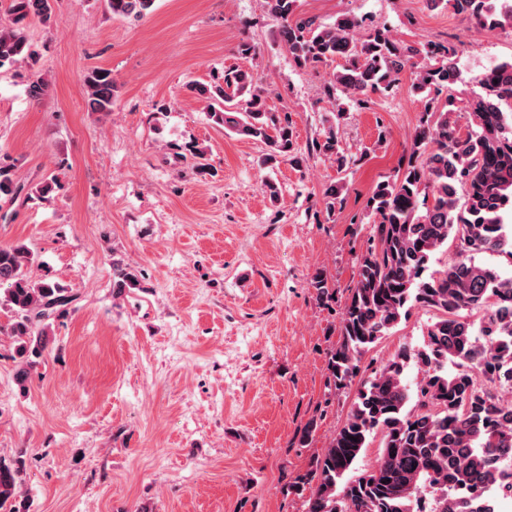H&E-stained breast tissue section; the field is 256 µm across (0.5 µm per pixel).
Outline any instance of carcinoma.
Returning <instances> with one entry per match:
<instances>
[{
  "mask_svg": "<svg viewBox=\"0 0 512 512\" xmlns=\"http://www.w3.org/2000/svg\"><path fill=\"white\" fill-rule=\"evenodd\" d=\"M10 23L0 24V68L26 65L28 95L39 100L48 84L34 69L37 50L20 24L51 20L55 0H8ZM114 18H140L155 0H106ZM298 0H266L278 22L277 38L296 65L319 69L341 60L324 87L330 99L344 94L358 106L372 94H385L408 67H420L413 90L425 94L411 140L407 165L375 186L369 208L376 216L373 244L358 258L339 326V340L328 356V383L348 389L360 372L363 355L414 307L441 313L418 348L401 346L361 382L343 427L305 473L292 484L305 512H499L512 497V403L483 388L478 377L512 394V276L479 264V253L512 259V61L475 76L480 93L466 111L440 94L455 84L457 48L442 42L412 45L386 28L360 34L363 20L350 14L324 25L297 14ZM471 18L479 28L512 30V0H429ZM254 73L229 68L211 84L188 89L206 102L213 125L268 147L264 163L296 166L294 132L288 118L271 110L253 87ZM92 111H112L116 81L112 71L92 69L85 78ZM194 175L212 173L205 152ZM308 153L332 158L337 170L348 161L334 129L312 143ZM464 191L459 201L458 190ZM24 186L13 165L0 161V199L14 200ZM344 184L326 194L327 215L343 205ZM460 241L456 256L438 272L431 259L448 243ZM33 251L24 243L0 246V308L8 313L5 333L18 343L17 382L25 384L43 357L45 337L64 318L76 297L62 284L33 277ZM114 287L137 286L128 268L112 270ZM481 312L480 323L471 321ZM421 373L410 386L405 371ZM381 434L377 463L358 477L353 465L375 434ZM24 461L0 458V509L15 498L23 482ZM430 502L425 509L424 502Z\"/></svg>",
  "mask_w": 512,
  "mask_h": 512,
  "instance_id": "cac0c4a2",
  "label": "carcinoma"
}]
</instances>
